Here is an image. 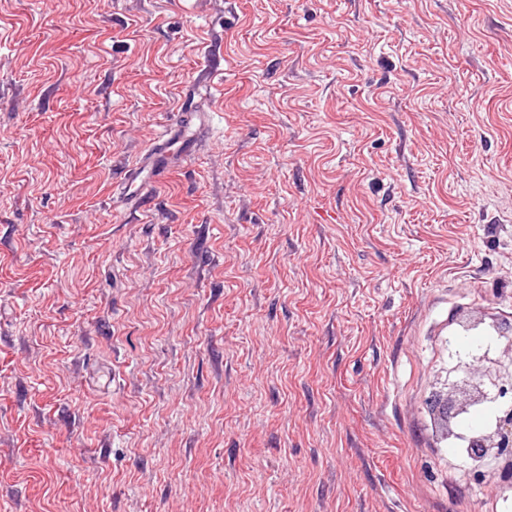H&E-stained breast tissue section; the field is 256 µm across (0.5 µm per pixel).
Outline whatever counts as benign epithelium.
<instances>
[{"instance_id": "benign-epithelium-1", "label": "benign epithelium", "mask_w": 512, "mask_h": 512, "mask_svg": "<svg viewBox=\"0 0 512 512\" xmlns=\"http://www.w3.org/2000/svg\"><path fill=\"white\" fill-rule=\"evenodd\" d=\"M463 331L483 329L496 336L495 346L467 360L448 363L447 379L429 398L431 412L445 425L444 439L466 444L468 474L483 483L494 477L492 463L501 465L499 479L512 489V323L504 326L483 318L461 322ZM484 403L496 407L489 428L468 435L456 421L470 408Z\"/></svg>"}]
</instances>
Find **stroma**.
<instances>
[{"label": "stroma", "mask_w": 512, "mask_h": 512, "mask_svg": "<svg viewBox=\"0 0 512 512\" xmlns=\"http://www.w3.org/2000/svg\"><path fill=\"white\" fill-rule=\"evenodd\" d=\"M481 316L512 0H0V512H512L427 405Z\"/></svg>", "instance_id": "1"}]
</instances>
